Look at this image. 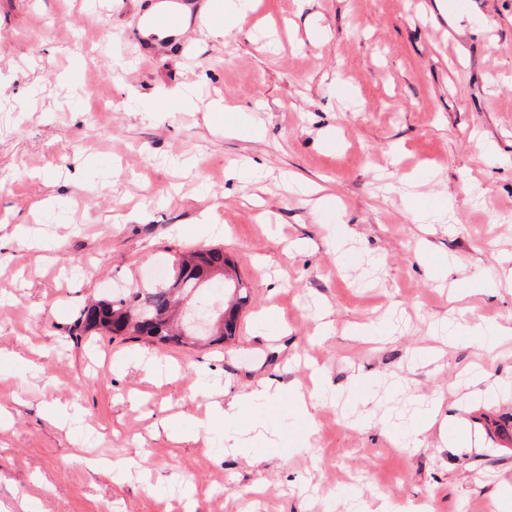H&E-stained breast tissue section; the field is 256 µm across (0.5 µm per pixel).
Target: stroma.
<instances>
[{
	"instance_id": "1",
	"label": "stroma",
	"mask_w": 512,
	"mask_h": 512,
	"mask_svg": "<svg viewBox=\"0 0 512 512\" xmlns=\"http://www.w3.org/2000/svg\"><path fill=\"white\" fill-rule=\"evenodd\" d=\"M151 2L0 0V512L504 504L512 342L469 330L512 328V0H471L463 21L445 0H251L221 37L198 0L162 42L142 35ZM412 171L404 202L388 186ZM293 177L344 210L346 258ZM213 246L249 296L224 345L76 334L86 304ZM369 324L387 341L352 335ZM315 366L338 389L364 374L374 400L322 401L305 424L270 407L261 463L220 456L222 423L164 428L263 380L311 390ZM434 402L414 447L376 420L410 430ZM130 456L138 475L112 471Z\"/></svg>"
}]
</instances>
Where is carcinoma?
<instances>
[{
	"label": "carcinoma",
	"instance_id": "obj_1",
	"mask_svg": "<svg viewBox=\"0 0 512 512\" xmlns=\"http://www.w3.org/2000/svg\"><path fill=\"white\" fill-rule=\"evenodd\" d=\"M173 263L180 264V273L190 272L184 280L171 276L166 282L152 284L130 293H112L84 307L75 324L76 329L90 334L145 339L155 344L195 346L199 337L185 335L184 324L176 317L178 296L198 293L197 281L207 284L216 276H226L233 260L221 247L202 248L178 254ZM247 296L232 300L230 319L224 314L215 318L214 328L207 337L213 345L235 336L240 308Z\"/></svg>",
	"mask_w": 512,
	"mask_h": 512
}]
</instances>
